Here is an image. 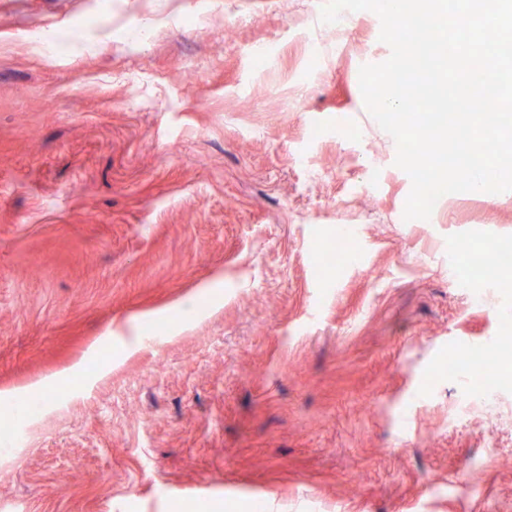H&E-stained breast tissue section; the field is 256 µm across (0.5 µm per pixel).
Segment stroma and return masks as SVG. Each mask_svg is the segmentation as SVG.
<instances>
[{
  "label": "stroma",
  "mask_w": 512,
  "mask_h": 512,
  "mask_svg": "<svg viewBox=\"0 0 512 512\" xmlns=\"http://www.w3.org/2000/svg\"><path fill=\"white\" fill-rule=\"evenodd\" d=\"M320 14L0 0V404L40 385L48 416L0 512H512V280L470 290L512 191L404 220L359 86L377 16ZM343 224L363 256L327 266ZM488 336L491 410L448 368Z\"/></svg>",
  "instance_id": "stroma-1"
}]
</instances>
